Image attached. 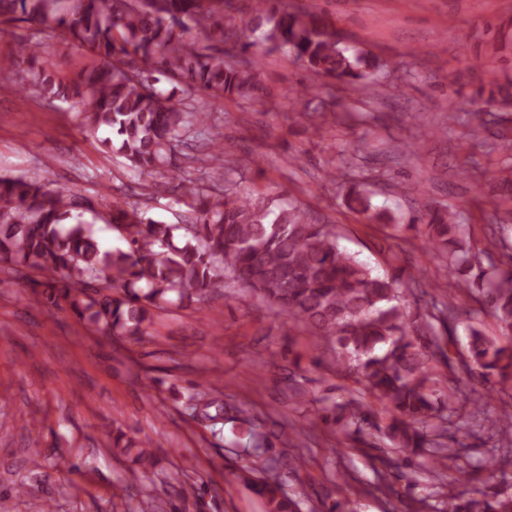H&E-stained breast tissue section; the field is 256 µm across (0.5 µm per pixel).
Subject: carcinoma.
Wrapping results in <instances>:
<instances>
[{"instance_id": "1", "label": "carcinoma", "mask_w": 512, "mask_h": 512, "mask_svg": "<svg viewBox=\"0 0 512 512\" xmlns=\"http://www.w3.org/2000/svg\"><path fill=\"white\" fill-rule=\"evenodd\" d=\"M248 25L257 33L239 43L233 20L213 0H0V24L27 23L55 33L56 43L30 39L18 44L15 65L23 72L22 89L53 99H76L85 107L89 135L120 154L143 179L179 170L176 155L189 166L198 153L224 161L217 139L206 136L209 113L204 98L223 96L258 101L267 91L257 60L237 59L249 51L289 49L317 75L343 81L347 94L333 96L320 112L297 114L317 128L328 115L348 108L353 96L370 95L366 80L384 67L370 52L352 49L334 23L321 14L290 9L286 0H244ZM217 40L226 48L211 53L198 39ZM86 49L97 64L63 83L44 65L54 47ZM484 105H512V81L479 90ZM223 171H212L211 185L185 176L178 200L189 208L190 223L164 224L143 211L117 206L108 221L124 247L107 249L94 239L82 219L79 197L39 180L0 176V262L37 275L47 303L65 302L81 320L107 336L137 341L153 309L205 302L223 296V280L249 290L275 306L288 320L305 327L336 355V369L365 388L390 415L381 429L378 412L353 396L342 404L323 406L325 424L355 426L354 440L370 446L374 432L401 451L423 457L435 467L448 459L447 429L454 413L457 381L448 392L437 387L433 363L447 359L443 346L454 337L458 321L456 297L438 307L423 301L420 324L412 326L398 303L397 282L373 274L355 256L339 249L336 234L321 218L293 201L269 200L253 190L221 188ZM347 205L368 224L397 227L396 219L372 204L361 188ZM495 211L512 215V178H501L493 190ZM422 226L428 249L445 260L459 292L478 280L482 302L512 334V269H478L457 214L428 207L409 220ZM465 367L482 370L484 381L512 377V345H501L469 328ZM472 426L489 429L506 442L512 462V413L484 416L483 393L472 389ZM204 420L231 425L246 437L241 481L263 499L266 512H301L299 502L285 496L268 473L296 469L299 460L286 453L267 456L275 431L261 426L240 406L221 401L213 392L187 395ZM112 447L135 451L133 463L152 468L157 453L151 442H136L120 430ZM322 512H349L348 502L329 488L313 491ZM446 512H512V492L490 482L481 491L448 494Z\"/></svg>"}]
</instances>
